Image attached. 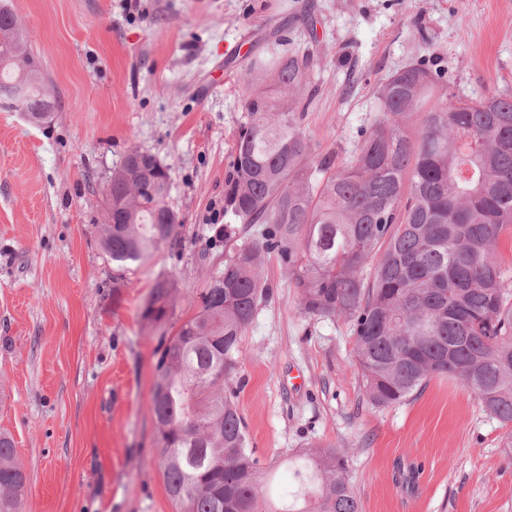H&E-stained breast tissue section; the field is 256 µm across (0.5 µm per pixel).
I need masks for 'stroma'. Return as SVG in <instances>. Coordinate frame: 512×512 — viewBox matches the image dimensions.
I'll return each mask as SVG.
<instances>
[{
  "label": "stroma",
  "mask_w": 512,
  "mask_h": 512,
  "mask_svg": "<svg viewBox=\"0 0 512 512\" xmlns=\"http://www.w3.org/2000/svg\"><path fill=\"white\" fill-rule=\"evenodd\" d=\"M56 100L29 123L0 107V430L27 476L25 512H175L148 402L159 333L140 310L178 284L184 321L236 244L224 190L252 60L288 36L316 90L310 159H352L375 96L419 59L454 91L512 92V0H10ZM169 174L181 228L146 263L100 246L106 189L131 149ZM267 297L240 342L236 403L265 500L298 496L306 446L348 461L361 512H512L505 430L457 380L366 401L349 323L301 313L288 270L263 257Z\"/></svg>",
  "instance_id": "stroma-1"
}]
</instances>
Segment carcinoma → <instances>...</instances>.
I'll return each instance as SVG.
<instances>
[{
    "mask_svg": "<svg viewBox=\"0 0 512 512\" xmlns=\"http://www.w3.org/2000/svg\"><path fill=\"white\" fill-rule=\"evenodd\" d=\"M307 64L286 53L251 63L233 175L230 223L266 224L235 246L198 296V312L163 339L150 401L158 467L177 512H361L347 460L312 442L295 472L303 504L260 502L232 381L240 341L268 293L261 255L288 264L300 310L351 326L364 394L375 408L408 401L435 376L460 381L506 431L512 455V92L464 99L445 69L409 64L377 91L381 117L360 130L353 159L308 161ZM0 103L39 124L54 108L27 34L0 3ZM169 178L144 153L141 174L112 173L101 247L145 263L178 236ZM179 288L156 279L140 316L171 323ZM27 476L0 431V512H24Z\"/></svg>",
    "mask_w": 512,
    "mask_h": 512,
    "instance_id": "cac0c4a2",
    "label": "carcinoma"
}]
</instances>
